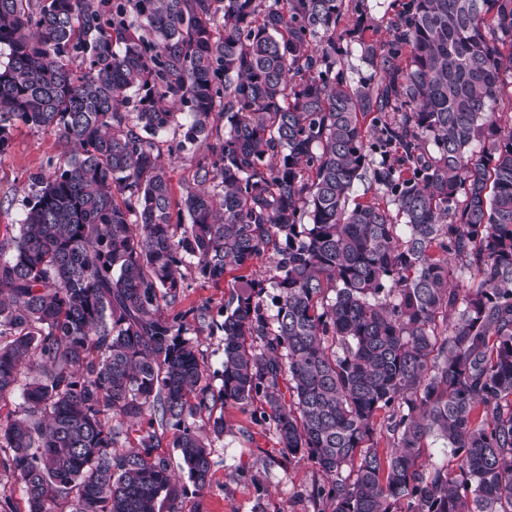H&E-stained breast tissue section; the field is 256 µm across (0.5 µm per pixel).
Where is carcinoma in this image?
Segmentation results:
<instances>
[{
	"label": "carcinoma",
	"mask_w": 512,
	"mask_h": 512,
	"mask_svg": "<svg viewBox=\"0 0 512 512\" xmlns=\"http://www.w3.org/2000/svg\"><path fill=\"white\" fill-rule=\"evenodd\" d=\"M392 8L382 39L365 0H0V155L22 124L64 156L0 241V399L38 370L0 421L27 512H178L155 450L204 492L198 418L230 402L313 465V512H512V0ZM188 270L238 273L216 391ZM190 155L187 152H183L181 157L185 158H175L171 160V165L169 167L171 182L174 190L175 197H179L183 192V189L187 187V185L192 184V165L189 160Z\"/></svg>",
	"instance_id": "obj_1"
}]
</instances>
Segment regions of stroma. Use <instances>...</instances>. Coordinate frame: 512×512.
I'll return each instance as SVG.
<instances>
[{"mask_svg":"<svg viewBox=\"0 0 512 512\" xmlns=\"http://www.w3.org/2000/svg\"><path fill=\"white\" fill-rule=\"evenodd\" d=\"M62 148L53 131L23 125L11 132L10 146L0 155V239L17 234L28 204V178L40 171L45 159L60 155ZM234 280L219 285L193 279L186 289L183 308L207 305L208 324L188 331L187 336L204 357L205 376L213 388L222 384L224 336L219 328L221 312L230 297ZM213 417L224 420V433L211 436L210 486L197 495L188 477L178 484L180 512H313L305 493L316 474L310 463L283 466L272 430L255 424L249 412L227 405L215 407ZM262 482L264 496H257L255 482Z\"/></svg>","mask_w":512,"mask_h":512,"instance_id":"35a3bbf8","label":"stroma"}]
</instances>
